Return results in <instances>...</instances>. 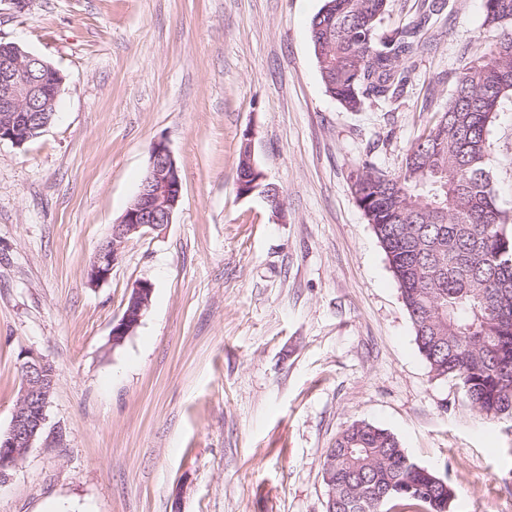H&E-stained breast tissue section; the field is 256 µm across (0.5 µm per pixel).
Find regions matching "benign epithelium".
<instances>
[{
	"mask_svg": "<svg viewBox=\"0 0 512 512\" xmlns=\"http://www.w3.org/2000/svg\"><path fill=\"white\" fill-rule=\"evenodd\" d=\"M59 72L40 57L14 46V53L0 58V143L23 147L39 130L52 121V112L32 111L33 104L55 107L61 90ZM241 176L237 180L239 195L257 191L274 209H283L282 193L276 185L265 183L252 149V134L243 138ZM182 202L179 167L167 144L153 143L149 165L139 191L120 220L112 225L110 237L96 251L87 268L89 286L108 280L123 249L136 237L166 233ZM152 283L140 280L133 284L122 316L112 322V348L122 346L133 335L150 306ZM22 385L9 429L0 434V475L14 466L32 447L47 420L46 409L54 387L55 370L43 356L32 351L23 354Z\"/></svg>",
	"mask_w": 512,
	"mask_h": 512,
	"instance_id": "1",
	"label": "benign epithelium"
}]
</instances>
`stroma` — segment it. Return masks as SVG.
<instances>
[{
	"instance_id": "1",
	"label": "stroma",
	"mask_w": 512,
	"mask_h": 512,
	"mask_svg": "<svg viewBox=\"0 0 512 512\" xmlns=\"http://www.w3.org/2000/svg\"><path fill=\"white\" fill-rule=\"evenodd\" d=\"M483 2L436 0L403 93L349 112L309 35L323 0H31L21 14L0 0V40L64 77L44 132L0 144L1 433L22 353L56 370L0 512H325L327 451L361 421L458 486L450 512H512V421L432 377L348 178L365 160L400 172L461 61L499 38ZM247 131L282 214L237 192ZM160 139L182 205L90 287ZM488 141L512 213V95ZM140 280L150 306L113 347Z\"/></svg>"
}]
</instances>
